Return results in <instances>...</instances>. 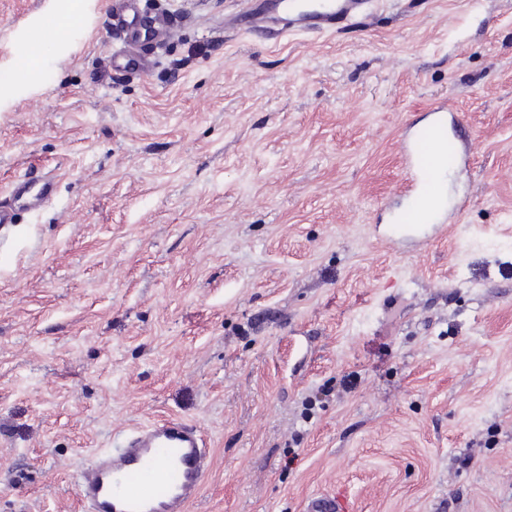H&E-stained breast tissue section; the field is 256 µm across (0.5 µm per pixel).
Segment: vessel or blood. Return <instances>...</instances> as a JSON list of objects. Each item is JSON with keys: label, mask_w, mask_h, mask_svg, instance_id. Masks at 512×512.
I'll return each mask as SVG.
<instances>
[{"label": "vessel or blood", "mask_w": 512, "mask_h": 512, "mask_svg": "<svg viewBox=\"0 0 512 512\" xmlns=\"http://www.w3.org/2000/svg\"><path fill=\"white\" fill-rule=\"evenodd\" d=\"M370 0H322L306 17L313 32L336 31L365 12ZM137 0H126L114 17L120 37L135 36ZM426 177L414 191L409 216H422L423 198L436 190L441 157L425 147L414 151ZM56 187L49 177L23 179L0 202V226L16 223L28 205L49 197ZM210 468L200 431L183 420L152 423L135 433L116 432L110 447L93 451L76 480V492L86 512H186L202 489Z\"/></svg>", "instance_id": "1"}]
</instances>
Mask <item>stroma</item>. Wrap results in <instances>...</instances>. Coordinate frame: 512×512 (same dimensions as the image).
Masks as SVG:
<instances>
[{"label": "stroma", "instance_id": "stroma-1", "mask_svg": "<svg viewBox=\"0 0 512 512\" xmlns=\"http://www.w3.org/2000/svg\"><path fill=\"white\" fill-rule=\"evenodd\" d=\"M115 0L17 64L62 0H0V512H83L114 432L196 425L188 512H512V0H372L277 38L266 0ZM455 104L446 207L398 233L402 146ZM126 4L121 13H117L114 17V30L124 40L131 36L132 43L124 45L123 48L108 55L109 67L112 69L127 68L137 64L139 69H145L147 62L136 57L134 48V36L137 33V25L139 22V5L137 0H125ZM56 187L53 178L31 177L15 183L9 196L0 202V226L15 224L26 207L34 201L49 197Z\"/></svg>", "mask_w": 512, "mask_h": 512}]
</instances>
